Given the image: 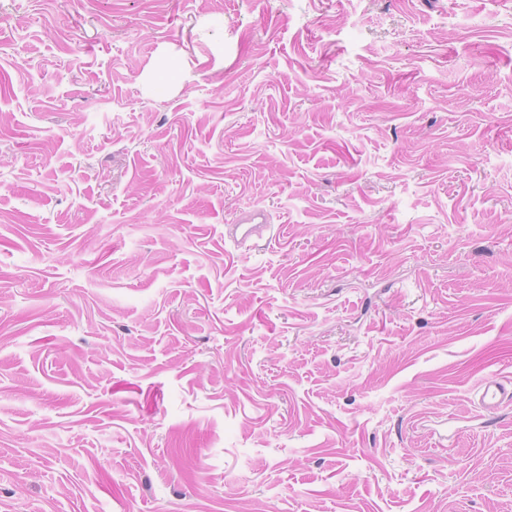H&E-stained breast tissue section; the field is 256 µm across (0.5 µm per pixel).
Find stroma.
I'll return each instance as SVG.
<instances>
[{"mask_svg": "<svg viewBox=\"0 0 512 512\" xmlns=\"http://www.w3.org/2000/svg\"><path fill=\"white\" fill-rule=\"evenodd\" d=\"M491 375L512 0H0V512H512ZM266 212L255 208L241 215L238 224L232 225L231 234L238 247H244L254 237H262L265 231L270 230ZM504 380L497 378L486 379L479 389L478 405L482 410L495 411L501 406L512 402V387L507 388Z\"/></svg>", "mask_w": 512, "mask_h": 512, "instance_id": "obj_1", "label": "stroma"}]
</instances>
